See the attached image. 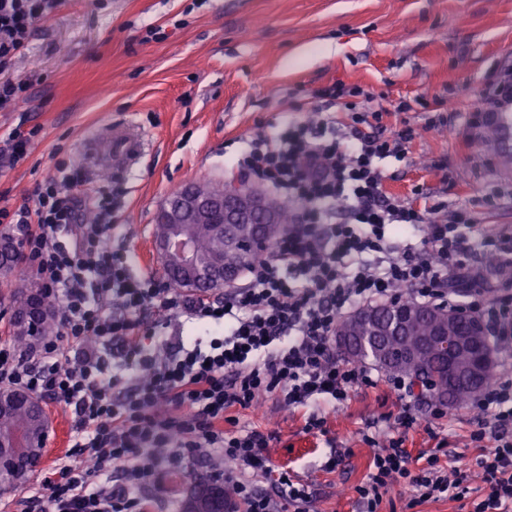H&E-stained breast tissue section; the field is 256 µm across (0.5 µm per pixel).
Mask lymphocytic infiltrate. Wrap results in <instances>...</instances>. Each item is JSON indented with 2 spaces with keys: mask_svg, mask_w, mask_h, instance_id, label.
Wrapping results in <instances>:
<instances>
[{
  "mask_svg": "<svg viewBox=\"0 0 512 512\" xmlns=\"http://www.w3.org/2000/svg\"><path fill=\"white\" fill-rule=\"evenodd\" d=\"M59 0H0V69L27 47L30 27ZM357 88L338 85L330 98L350 97L345 122L296 125L248 143L237 165L274 191L292 214L288 232L223 296H189L165 280L136 277L113 252L112 198L79 192L67 165L37 184L34 206L0 208V228L18 239L46 293L59 304L58 328L25 351L0 347V387L20 388L67 407L73 445L37 487L12 502V512H157L149 492L159 467L217 458L224 483L243 512H309L311 494L288 475L271 490L250 476L268 472L270 437L236 428L233 409L263 397L305 408V428L325 432L323 405L340 407L357 390L387 384L401 398V377L380 379L336 353L338 323L356 309L406 294L421 304L455 306L449 280L477 251L512 267V238L471 236L463 210L419 209L384 192L381 163L405 156L417 131L385 133L383 113L354 104ZM94 210L96 220L81 215ZM418 237L399 248L393 232ZM119 313L107 312L106 301ZM151 308L208 323V344H178L157 361L139 330ZM497 342L512 345V292L482 302ZM125 348L122 374L107 371L98 350L107 340ZM482 418L473 442L492 441L477 457L482 487L473 512H512V373L503 372L478 401ZM469 474L443 467L438 453L414 467L402 440L376 448L358 493L363 512H379L384 493L399 486L407 508L460 500Z\"/></svg>",
  "mask_w": 512,
  "mask_h": 512,
  "instance_id": "lymphocytic-infiltrate-1",
  "label": "lymphocytic infiltrate"
}]
</instances>
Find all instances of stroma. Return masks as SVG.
I'll list each match as a JSON object with an SVG mask.
<instances>
[{
    "label": "stroma",
    "instance_id": "obj_1",
    "mask_svg": "<svg viewBox=\"0 0 512 512\" xmlns=\"http://www.w3.org/2000/svg\"><path fill=\"white\" fill-rule=\"evenodd\" d=\"M512 71V0H61L38 20L28 52L1 73L30 83L21 112L0 111V207L33 206L31 191L55 161L69 164L82 192L111 194L114 250L141 275L156 274L157 207L184 185L241 180L237 161L248 142L288 124L311 120L315 108L338 118L318 90L358 86L387 109L389 129L421 127L405 158L381 165L384 187L416 207L463 206L476 229L512 236V169L497 163L486 135L466 123L485 79ZM461 111L441 123L439 104ZM132 124L148 136L138 164L124 177L95 166L100 135ZM37 129L27 156L3 155L15 128ZM401 402L387 386L355 392L327 409V432H306L302 410L274 398L236 409L240 425L271 433L275 473L307 485L312 512H362L357 488L366 480L374 445L399 437L412 458L438 444L469 468L481 486L469 440L476 412L447 409L432 431L396 428ZM52 419L40 471L13 497L51 473L72 444L71 414L46 404ZM376 442L368 444L364 436ZM335 469H326L331 452ZM221 465L187 464V479L151 487L164 512H180L195 477Z\"/></svg>",
    "mask_w": 512,
    "mask_h": 512
}]
</instances>
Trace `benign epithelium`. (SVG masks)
Listing matches in <instances>:
<instances>
[{"instance_id": "7a95c632", "label": "benign epithelium", "mask_w": 512, "mask_h": 512, "mask_svg": "<svg viewBox=\"0 0 512 512\" xmlns=\"http://www.w3.org/2000/svg\"><path fill=\"white\" fill-rule=\"evenodd\" d=\"M266 196L259 189L245 181L224 184L219 194L201 187L184 195L179 200L168 198L160 206L156 216L161 224L171 228L155 240L157 262L162 273L169 279H192L206 287L229 288L239 278L238 270L224 267V263L201 267L196 261V242L184 234L181 224H210L215 233L224 239V247L237 250L242 247L254 253H267L269 247L263 238L253 235V225L273 224L275 215L266 207ZM45 310L40 290L26 291L16 307L13 318L36 329L44 318ZM416 311L399 314L392 327L376 324L374 312L358 310L345 318L348 330L336 336L338 346L352 358L359 353V342L349 330L354 323L373 324L372 335L384 339L388 336H408ZM444 346L448 348V389L455 391L464 378L477 381L482 378L487 365L495 359V353L487 339L486 329L480 325L466 324L459 315L448 312V326L436 331L423 340V346ZM45 435L33 436L26 430L12 434L11 445H0V467L11 474L9 482L14 483L35 471L43 464L42 447Z\"/></svg>"}]
</instances>
